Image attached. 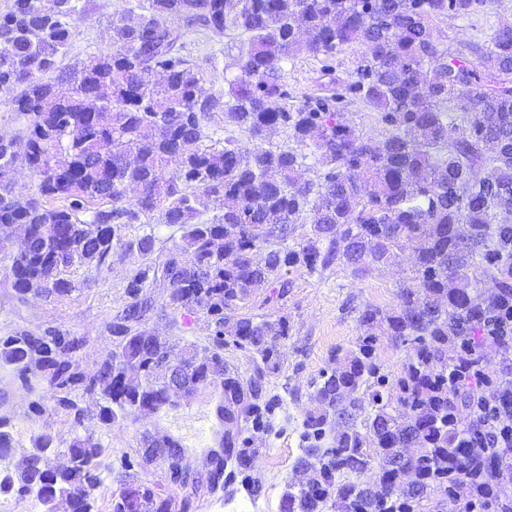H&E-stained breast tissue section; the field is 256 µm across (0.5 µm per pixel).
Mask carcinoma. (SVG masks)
Masks as SVG:
<instances>
[{
  "instance_id": "carcinoma-1",
  "label": "carcinoma",
  "mask_w": 512,
  "mask_h": 512,
  "mask_svg": "<svg viewBox=\"0 0 512 512\" xmlns=\"http://www.w3.org/2000/svg\"><path fill=\"white\" fill-rule=\"evenodd\" d=\"M13 0L0 13V97L21 121L0 135V244L13 228L24 234L9 252L16 292L63 297L74 267L102 268L117 231L153 222L186 228L184 245L125 279L127 302L108 326L115 343L93 375L76 364L82 336L49 328H18L0 336V358L28 383L35 366L49 395L81 421L89 401L107 425L134 421L166 391L172 347L142 329L148 288L159 280L174 311L206 317L212 336L203 357L179 359L189 390L224 380V397L245 392L236 425L224 426V461L251 468L236 446L241 423L260 426L274 406L266 374L280 368L278 341L288 321L232 315L252 289L288 288L282 272H310L336 263L359 277L372 264L411 259L413 286L400 289L391 310L367 306L359 315L357 350L336 357L316 386V410L303 421L305 448L294 468L320 452L309 483L285 484L280 512H411L424 491L444 489L482 512H512V447L481 448L478 406L495 407L512 424V374L488 370L483 347L512 354V26L482 43L448 53L435 21L467 15L479 0H125L112 17L109 49L79 70L61 62L73 22L87 17L80 0ZM248 35L239 46L238 74L227 88L206 93L203 74L184 56L191 32ZM356 45L362 57L351 80L332 78L328 61ZM304 53L329 77L321 95L288 103L285 66ZM70 89L61 93L58 88ZM363 103L380 114L386 133L359 130L340 104ZM248 135H210L215 115ZM288 131V142L266 145ZM326 171L302 178L308 153ZM23 157L38 178V195L14 193L12 173ZM62 200L48 207L43 198ZM103 207H97V204ZM212 218L199 222L201 208ZM307 224L301 240L288 239ZM261 360L248 380L224 363V335ZM383 335L412 342L413 353L394 385L393 414L378 391L374 413L361 418L360 390L379 372L375 344ZM466 379L448 383V366ZM142 371L143 384L122 385ZM492 385L486 399L482 387ZM10 421L0 419V458L10 454ZM334 434L331 448L317 445ZM54 439L38 436L17 475L0 477V493L35 496L48 505L65 498L88 512L100 484L101 443L77 437L70 463H45ZM416 468L413 489L394 487V465ZM377 467V488L351 480ZM174 501L145 485H130L113 512H173Z\"/></svg>"
}]
</instances>
